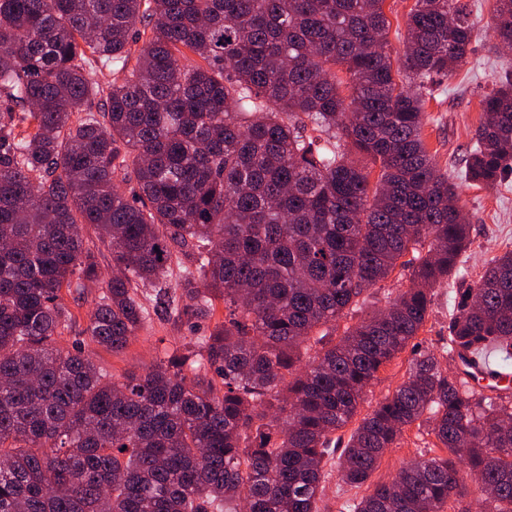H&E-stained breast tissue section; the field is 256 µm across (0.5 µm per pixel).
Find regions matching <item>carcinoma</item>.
<instances>
[{
  "instance_id": "carcinoma-1",
  "label": "carcinoma",
  "mask_w": 512,
  "mask_h": 512,
  "mask_svg": "<svg viewBox=\"0 0 512 512\" xmlns=\"http://www.w3.org/2000/svg\"><path fill=\"white\" fill-rule=\"evenodd\" d=\"M383 3L0 0V512H317L334 458L365 488L344 512H469V479L485 512H512V407L411 344L468 245L425 95L481 31L466 0H415L394 59ZM493 37L512 46V0ZM480 110L461 177L493 189L512 168V61ZM88 227L119 270L93 342L126 347L142 290L191 325L222 299L224 323L119 378L54 347L62 289L98 282ZM398 267L411 286L336 334ZM453 292L443 352L511 373L512 251ZM408 347L406 379L340 446ZM414 424L431 455L371 481Z\"/></svg>"
}]
</instances>
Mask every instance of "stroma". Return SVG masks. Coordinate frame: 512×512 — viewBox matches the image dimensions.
<instances>
[{
    "label": "stroma",
    "instance_id": "1",
    "mask_svg": "<svg viewBox=\"0 0 512 512\" xmlns=\"http://www.w3.org/2000/svg\"><path fill=\"white\" fill-rule=\"evenodd\" d=\"M472 18L476 20L482 37L473 46L467 64L437 87L427 100L426 123L423 137L435 152L439 166L451 175H458L463 160L473 146L472 136L480 119L479 102L491 89L492 82L512 58V48L498 45L493 38L495 0H470ZM458 191L464 205V216L470 226L471 244L460 257V265L467 278L457 280L460 288L468 287L494 256L512 250V176L494 190L467 182H459ZM101 292L100 285L93 284L83 292L62 291L64 303L73 314L68 331L56 339L61 350L71 349L73 343H81L91 353L95 365L108 375L121 376L131 370L150 365L173 346L187 342L196 336L209 335L215 324L223 322L226 311L223 301H216L211 320L196 327L151 315L145 325L136 332L127 347L118 353L96 346L85 333L88 315ZM453 301L447 289H438L432 313L417 338L422 349L441 354L442 338L448 333V318ZM433 438L426 432L412 427L407 429L397 447L388 449L381 457L374 480H385L405 463L426 453Z\"/></svg>",
    "mask_w": 512,
    "mask_h": 512
}]
</instances>
